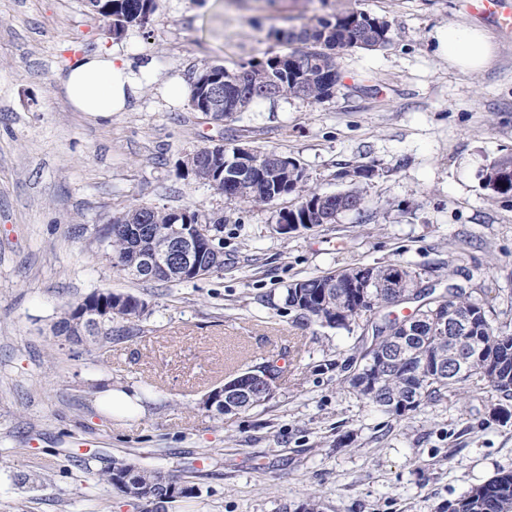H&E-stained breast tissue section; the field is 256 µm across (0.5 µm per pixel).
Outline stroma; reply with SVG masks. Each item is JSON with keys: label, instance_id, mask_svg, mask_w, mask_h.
Returning a JSON list of instances; mask_svg holds the SVG:
<instances>
[{"label": "stroma", "instance_id": "1", "mask_svg": "<svg viewBox=\"0 0 512 512\" xmlns=\"http://www.w3.org/2000/svg\"><path fill=\"white\" fill-rule=\"evenodd\" d=\"M464 2L157 0L147 24L116 37L85 0H0V512H141L99 476L115 459L191 468L196 495L169 512H296L312 495L323 512H448L512 471L496 394L385 414L349 382L361 328L299 325L283 301L292 281L399 262L422 285L473 289L494 323H512V195L482 184L512 154V37ZM347 9L386 21L390 42L345 51L327 101L259 100L215 122L162 95L203 64L285 53L275 30ZM452 23L489 36L480 71L441 51ZM97 51L155 66L135 104L107 118L75 111L61 85ZM215 143L276 150L308 186H357L363 208L279 232L295 195L244 205L185 174V156ZM132 205L222 216L223 271L175 284L114 267L100 230ZM108 290L146 302L132 336L54 334L70 303ZM279 360L260 407H205L229 375ZM112 389L137 394L139 410L113 414Z\"/></svg>", "mask_w": 512, "mask_h": 512}]
</instances>
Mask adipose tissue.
Segmentation results:
<instances>
[{"mask_svg": "<svg viewBox=\"0 0 512 512\" xmlns=\"http://www.w3.org/2000/svg\"><path fill=\"white\" fill-rule=\"evenodd\" d=\"M440 47L449 62L468 71L481 69L492 55V45L482 30L459 24L449 26ZM153 76V61H135L101 52L78 59L64 78L62 88L76 111L107 116L125 111Z\"/></svg>", "mask_w": 512, "mask_h": 512, "instance_id": "ef3b65f1", "label": "adipose tissue"}]
</instances>
